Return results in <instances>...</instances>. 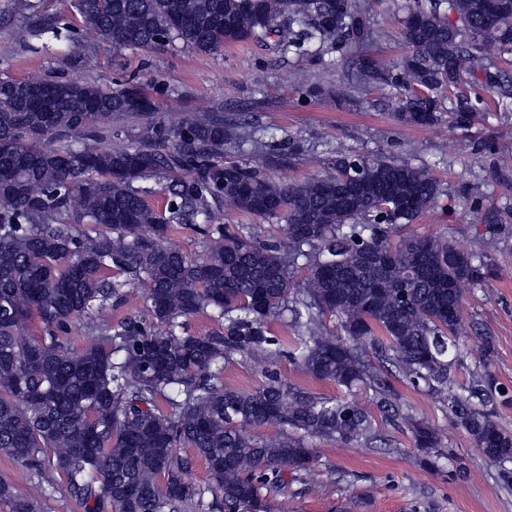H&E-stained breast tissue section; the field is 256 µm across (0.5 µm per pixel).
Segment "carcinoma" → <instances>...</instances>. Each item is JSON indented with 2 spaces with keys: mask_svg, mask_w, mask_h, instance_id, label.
Returning a JSON list of instances; mask_svg holds the SVG:
<instances>
[{
  "mask_svg": "<svg viewBox=\"0 0 512 512\" xmlns=\"http://www.w3.org/2000/svg\"><path fill=\"white\" fill-rule=\"evenodd\" d=\"M413 0L402 21L406 54L387 63L358 0H84L77 9L94 37L116 52L172 43L200 54L276 37L278 53L338 54L353 64L356 93L396 90V119L438 122L455 92L464 128L489 107L461 91L485 79L512 86L494 69L493 47L512 53V0ZM49 85L51 112L28 106L27 89ZM132 94L144 105L128 104ZM147 120L139 132L112 118ZM255 130L211 109L166 123L139 84L115 89L33 75L0 79V451L43 477L56 472L85 512H258L260 491H276L288 471L314 461L307 440L350 443L379 437L375 416L348 396L363 388L382 420L411 433L419 463L442 470L450 455L438 431L403 410L392 379L445 394L457 424L512 485V433L497 421V398L512 395L486 371L448 393L463 319L448 315V280L478 284L484 265L440 237L393 234L443 194L424 168L382 153H340L329 171L277 182L248 163L218 158ZM121 142L109 148L107 138ZM166 180L163 209L150 181ZM287 222V241L215 223L221 206ZM174 224H196L206 249L192 256L167 244ZM306 270L299 296L292 274ZM143 289L149 320L112 327L110 301ZM216 310L221 329L179 335L177 320ZM38 314L45 333L25 336ZM340 317L343 335L322 329ZM84 321L96 341L75 348L57 332ZM280 321L293 336L273 335ZM262 361L252 391L224 384L220 364ZM287 358L306 375L346 390L320 396L270 369ZM169 403L162 414L158 400ZM270 425L273 440L247 428ZM188 443L193 455H183ZM211 485L186 481L195 461ZM212 501H205L206 493ZM13 512L37 502L0 481Z\"/></svg>",
  "mask_w": 512,
  "mask_h": 512,
  "instance_id": "cac0c4a2",
  "label": "carcinoma"
}]
</instances>
